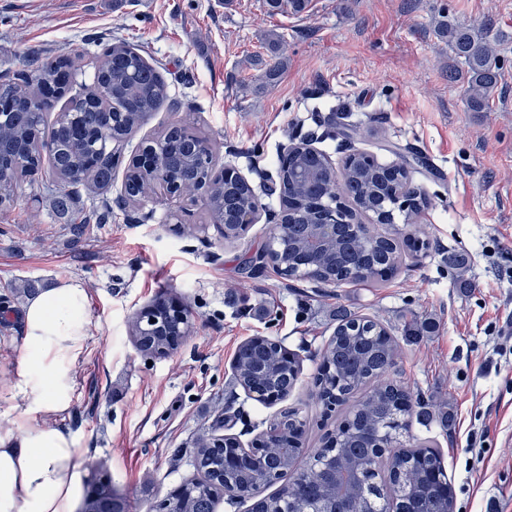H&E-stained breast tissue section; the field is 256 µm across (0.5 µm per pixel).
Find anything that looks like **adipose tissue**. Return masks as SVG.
I'll return each mask as SVG.
<instances>
[{
    "mask_svg": "<svg viewBox=\"0 0 512 512\" xmlns=\"http://www.w3.org/2000/svg\"><path fill=\"white\" fill-rule=\"evenodd\" d=\"M76 280L27 299L24 356L10 389L14 418L0 429V512H75L82 451L57 426L71 407L87 342L99 328Z\"/></svg>",
    "mask_w": 512,
    "mask_h": 512,
    "instance_id": "ef3b65f1",
    "label": "adipose tissue"
}]
</instances>
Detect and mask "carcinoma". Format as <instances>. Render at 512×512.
I'll use <instances>...</instances> for the list:
<instances>
[{"mask_svg": "<svg viewBox=\"0 0 512 512\" xmlns=\"http://www.w3.org/2000/svg\"><path fill=\"white\" fill-rule=\"evenodd\" d=\"M307 4L308 0H265L270 14L287 8L300 13ZM442 34L465 66L470 107L482 108L497 91L499 62L492 47L484 36L466 28H447ZM98 70L117 120L107 117L88 94L78 92L52 127L51 164L72 185L81 183L77 173L87 157L114 141L126 140L138 116H149L168 99V86L159 72L123 43L114 45L112 54L99 61ZM25 71L29 79L16 77L0 84V101L11 102L10 110L0 115V142L13 175L40 166L41 154L25 150V145L40 126L35 113L41 111V99L57 86L59 74L58 66L37 55L25 58ZM173 145L168 169L188 195L196 184L197 156L188 138L179 137ZM323 160L321 154L297 151L283 180V204L290 212L292 237L288 252L279 259L290 265L323 219L318 203L343 195L358 212L383 215L390 222L396 198L409 192L408 175L399 162L380 165L365 153H352L340 177L334 178ZM112 170V162L104 160L88 180L97 189L106 188L112 184ZM252 198L249 186L228 181L211 198L208 210L211 217L222 216L224 223L231 224L251 208ZM401 246L383 229L338 224L331 245L313 256L312 262L329 282L367 284L398 270ZM397 351L396 341L380 321L338 314L324 353L326 372L319 384V397L325 404L341 397L348 400L357 393L363 397L353 416L344 418L324 447L314 451L306 469L262 500L265 512H386L388 491L393 512H453L451 484L438 469V455L426 446L401 449L402 458L390 464L387 480L381 485L376 482L382 464L375 448L377 435L387 433L394 423L404 431L409 429L413 415L430 418L418 396L389 377ZM237 357L240 369L236 379L242 387L285 393L293 388L292 364L276 346L248 342L239 347ZM295 421V415L283 414L277 420L279 445L256 450L232 469L224 467V449L212 448L205 441L198 443L192 465L200 477L187 481L185 498L168 495L156 507L163 512H216L220 485L256 490L270 485L273 474L286 473L303 453L294 435ZM80 512H128V504L113 489H104L101 478L94 475L83 494Z\"/></svg>", "mask_w": 512, "mask_h": 512, "instance_id": "cac0c4a2", "label": "carcinoma"}]
</instances>
